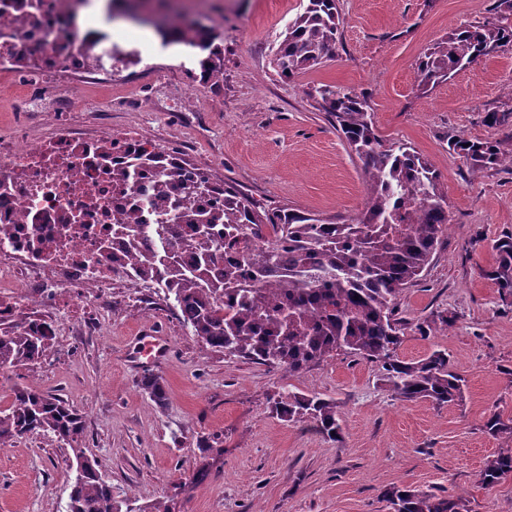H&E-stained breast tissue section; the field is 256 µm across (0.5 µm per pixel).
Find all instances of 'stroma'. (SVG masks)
I'll return each mask as SVG.
<instances>
[{"label": "stroma", "instance_id": "obj_1", "mask_svg": "<svg viewBox=\"0 0 512 512\" xmlns=\"http://www.w3.org/2000/svg\"><path fill=\"white\" fill-rule=\"evenodd\" d=\"M498 4L336 0L335 58L286 80L274 49L303 0H209L199 11L222 55L208 84L186 52L114 22L113 46L137 58L113 61L111 80L83 86L61 116L82 123L109 107L114 129L164 144L261 206L342 224L365 210L361 163L313 91L338 84L364 93L376 134L410 144L440 175L452 227L400 297L409 327L397 353L417 361L446 351L466 380L462 402L394 399L380 364L345 352L290 377L213 351L178 320L163 290L140 282L113 288L94 333L79 334L68 314L55 313V351L1 378L0 406L18 385L68 400L84 416L87 455L135 512L160 501L174 512H388L383 493L394 486L461 497L466 512H512V477L479 480L485 462L512 446L483 430L490 412L512 417V307L481 275L495 261L492 241L512 232V169L474 173L448 149L449 137L461 135L512 150V138L485 122L512 109V45L426 94L415 90L423 53L454 30L499 20ZM447 312L456 317L448 331L420 337L416 323ZM147 328L168 349L151 367L136 355ZM148 372L162 378L166 401L141 390ZM285 384L335 401L338 440L272 412ZM72 458L50 432L0 448V512H65Z\"/></svg>", "mask_w": 512, "mask_h": 512}]
</instances>
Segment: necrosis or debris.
I'll list each match as a JSON object with an SVG mask.
<instances>
[{
	"mask_svg": "<svg viewBox=\"0 0 512 512\" xmlns=\"http://www.w3.org/2000/svg\"><path fill=\"white\" fill-rule=\"evenodd\" d=\"M91 2L0 0V76L15 73L28 51L40 59L38 79L9 102V125L0 133V224L11 230L0 243V328L52 325L49 304L68 310L78 328L92 325L112 299L114 280L135 278L116 226L155 219L142 196L112 182L113 166L139 138L109 127L27 136L32 113L67 111L71 85L101 79V70L84 64L90 56L111 58L107 35L80 22Z\"/></svg>",
	"mask_w": 512,
	"mask_h": 512,
	"instance_id": "1",
	"label": "necrosis or debris"
}]
</instances>
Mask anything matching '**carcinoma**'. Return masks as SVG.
Segmentation results:
<instances>
[{"mask_svg":"<svg viewBox=\"0 0 512 512\" xmlns=\"http://www.w3.org/2000/svg\"><path fill=\"white\" fill-rule=\"evenodd\" d=\"M341 41L336 0H307L289 24L274 52L284 79L314 68L336 55ZM512 43V22L486 23L450 33L418 62L417 90L428 92L456 70L477 63ZM201 51L203 75L219 74L215 60L221 47L210 32L189 43ZM336 131L362 163L366 207L353 224L326 222L308 213L260 209L248 196L224 184V208L201 206L209 192L208 176L182 188L185 167L170 156L144 146L131 150L124 165L112 168V182L140 192L138 180L155 177L147 205L158 222L133 220L118 234L145 231L163 246L160 252L131 253L136 277L165 288L183 324L210 349L255 360L288 375H298L338 352L375 361L390 396L425 400L436 407L463 398V379L441 350L416 362L398 358L405 323L398 301L406 286L429 265L441 237L448 232V205L440 176L414 148L385 143L375 134L367 97L350 87L323 84L314 89ZM448 147L469 160L474 171L512 166L497 141L462 136ZM224 225L218 233L216 225ZM495 263L483 271L503 304L512 306V232L492 243ZM454 315L440 314L415 329L427 338L448 330ZM54 347V336L33 324L0 335V366H31ZM141 389L153 399L166 398L161 378L148 374ZM273 412L290 421H311L331 440L341 434L336 403L319 393H297L281 386ZM495 438L512 441V419L496 412L484 422ZM49 431L73 447L82 466L74 478L66 512H122L97 463L79 447L85 437L81 413L58 394L29 387L14 389L11 403L0 407V445L35 431ZM512 476V451L487 460L480 473L489 485ZM391 512H462L459 500L392 487L383 494Z\"/></svg>","mask_w":512,"mask_h":512,"instance_id":"obj_1","label":"carcinoma"}]
</instances>
